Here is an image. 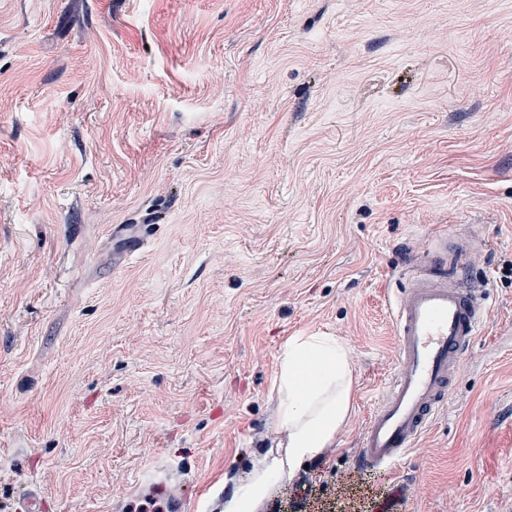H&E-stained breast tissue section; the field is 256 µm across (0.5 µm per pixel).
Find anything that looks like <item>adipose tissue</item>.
<instances>
[{
	"label": "adipose tissue",
	"mask_w": 512,
	"mask_h": 512,
	"mask_svg": "<svg viewBox=\"0 0 512 512\" xmlns=\"http://www.w3.org/2000/svg\"><path fill=\"white\" fill-rule=\"evenodd\" d=\"M352 387V359L338 337L317 331L288 339L278 356V437L267 451L269 461L247 474L223 512H255L273 483L331 447L350 416Z\"/></svg>",
	"instance_id": "ef3b65f1"
}]
</instances>
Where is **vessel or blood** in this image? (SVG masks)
<instances>
[{"mask_svg":"<svg viewBox=\"0 0 512 512\" xmlns=\"http://www.w3.org/2000/svg\"><path fill=\"white\" fill-rule=\"evenodd\" d=\"M127 254L151 235L147 224L113 226ZM472 243L438 234L433 249L406 260L407 283L391 304L397 363L362 429L354 465L391 477L441 415L465 354L486 326L487 288L466 277ZM136 491L163 501L166 512H192L197 491L182 471L152 464L139 470Z\"/></svg>","mask_w":512,"mask_h":512,"instance_id":"b4317fda","label":"vessel or blood"}]
</instances>
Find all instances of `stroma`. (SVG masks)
I'll list each match as a JSON object with an SVG mask.
<instances>
[{
  "label": "stroma",
  "mask_w": 512,
  "mask_h": 512,
  "mask_svg": "<svg viewBox=\"0 0 512 512\" xmlns=\"http://www.w3.org/2000/svg\"><path fill=\"white\" fill-rule=\"evenodd\" d=\"M474 222L491 310L399 465L407 512H512V0H0V512H113L159 459L206 512L275 437L283 344L348 347L311 512L396 363L409 248ZM116 224H150L126 260Z\"/></svg>",
  "instance_id": "1"
}]
</instances>
